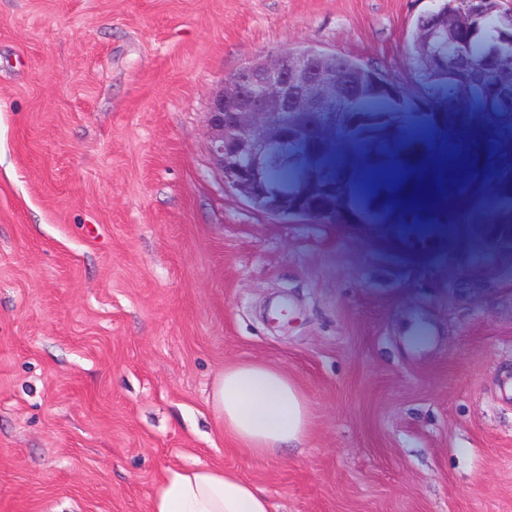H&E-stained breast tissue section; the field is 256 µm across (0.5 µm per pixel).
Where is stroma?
<instances>
[{"instance_id": "35a3bbf8", "label": "stroma", "mask_w": 512, "mask_h": 512, "mask_svg": "<svg viewBox=\"0 0 512 512\" xmlns=\"http://www.w3.org/2000/svg\"><path fill=\"white\" fill-rule=\"evenodd\" d=\"M439 0H0V512H149L170 468L236 469L272 512H512V90L388 85L322 125L280 214L225 185L208 110L259 54L386 72ZM466 145L468 232L412 205ZM401 146L369 223L350 167ZM349 159L330 176L323 146ZM284 369L306 439L258 458L212 405Z\"/></svg>"}]
</instances>
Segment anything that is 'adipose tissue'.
Returning <instances> with one entry per match:
<instances>
[{"instance_id":"1","label":"adipose tissue","mask_w":512,"mask_h":512,"mask_svg":"<svg viewBox=\"0 0 512 512\" xmlns=\"http://www.w3.org/2000/svg\"><path fill=\"white\" fill-rule=\"evenodd\" d=\"M212 401L224 421V436L257 456L276 455L303 440L308 407L287 372L264 362L227 365ZM150 512H272L268 497L239 472L196 467L167 470L150 501Z\"/></svg>"}]
</instances>
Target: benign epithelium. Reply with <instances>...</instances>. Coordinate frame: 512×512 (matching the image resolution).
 <instances>
[{"label":"benign epithelium","instance_id":"benign-epithelium-1","mask_svg":"<svg viewBox=\"0 0 512 512\" xmlns=\"http://www.w3.org/2000/svg\"><path fill=\"white\" fill-rule=\"evenodd\" d=\"M456 0L421 19L426 46L438 52L436 39L448 37V72L455 73L467 58L468 40L460 27H473V11L454 8ZM358 94L352 77L336 68V57L321 52L264 57L226 78L209 112L213 155L224 182L258 208L282 212L286 198L272 190L264 177L269 146L288 136L273 117L305 115L332 100L352 101Z\"/></svg>","mask_w":512,"mask_h":512}]
</instances>
